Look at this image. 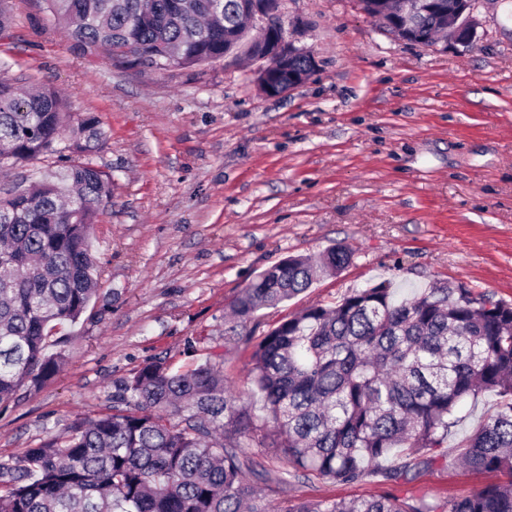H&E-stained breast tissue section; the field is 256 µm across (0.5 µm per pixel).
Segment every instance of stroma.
I'll return each instance as SVG.
<instances>
[{
    "instance_id": "obj_1",
    "label": "stroma",
    "mask_w": 512,
    "mask_h": 512,
    "mask_svg": "<svg viewBox=\"0 0 512 512\" xmlns=\"http://www.w3.org/2000/svg\"><path fill=\"white\" fill-rule=\"evenodd\" d=\"M5 6L0 77L98 116L93 162L115 185L91 235L99 291L62 329L61 371L0 411V459L112 412L116 385L154 360L186 370L221 356L229 385L249 392L259 338L352 288L407 297L461 284L512 303V12L500 0H479L469 50L398 39L358 0H283L290 38L320 70L282 97L261 94L245 63L159 71L84 55L45 0ZM337 244L353 251L345 269L226 337L259 272ZM486 481L452 459L401 491L460 497ZM262 490L283 503L381 487L300 478Z\"/></svg>"
}]
</instances>
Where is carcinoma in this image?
Here are the masks:
<instances>
[{
    "instance_id": "obj_1",
    "label": "carcinoma",
    "mask_w": 512,
    "mask_h": 512,
    "mask_svg": "<svg viewBox=\"0 0 512 512\" xmlns=\"http://www.w3.org/2000/svg\"><path fill=\"white\" fill-rule=\"evenodd\" d=\"M70 48L106 53L129 68L201 67L224 53L251 54L240 0H46ZM381 28L435 43L447 21L431 0L411 28L397 22L413 0H359ZM104 144L100 119L71 112L59 90L22 91L0 78V168L55 155L66 162L20 193L0 197V404L55 376L63 354L47 340L87 311L99 287L89 244L112 175L89 157ZM351 250L318 260L289 256L263 270L232 304L235 325L336 274ZM250 373L273 423L268 446L281 470L245 453L257 426L243 394L208 358L175 370L143 365L116 387L121 413L75 419L66 431L0 460V512H512V303L462 286L399 299L390 286L353 289L333 306L311 305L268 330ZM494 409L456 446L466 469L506 475L463 497L397 494L448 465V431L468 399ZM266 483L316 477L374 480L373 496L301 500L275 507Z\"/></svg>"
}]
</instances>
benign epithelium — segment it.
Returning a JSON list of instances; mask_svg holds the SVG:
<instances>
[{"instance_id": "benign-epithelium-1", "label": "benign epithelium", "mask_w": 512, "mask_h": 512, "mask_svg": "<svg viewBox=\"0 0 512 512\" xmlns=\"http://www.w3.org/2000/svg\"><path fill=\"white\" fill-rule=\"evenodd\" d=\"M243 7L258 23L279 33V36L254 59L255 68L252 74L258 90L266 96L275 97L304 85V76L288 67L289 60L298 55L307 56L310 71L313 73L318 71V61L311 51L295 46L288 39L281 12V0H245ZM448 20L455 25V38L452 44L463 48L473 47L478 25L475 7L467 2L463 7L448 12Z\"/></svg>"}]
</instances>
